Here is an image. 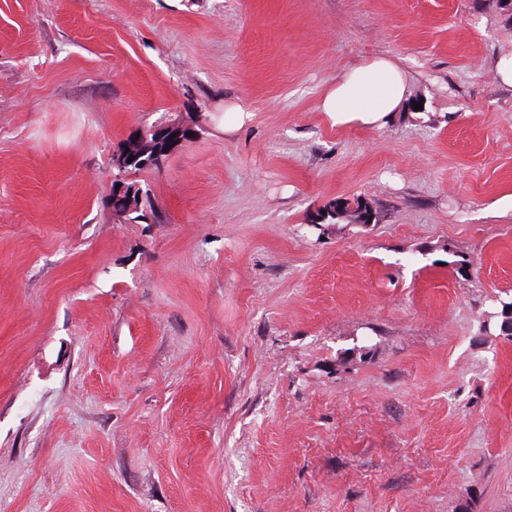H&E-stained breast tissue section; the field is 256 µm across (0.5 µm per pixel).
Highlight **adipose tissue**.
<instances>
[{"label": "adipose tissue", "instance_id": "obj_1", "mask_svg": "<svg viewBox=\"0 0 512 512\" xmlns=\"http://www.w3.org/2000/svg\"><path fill=\"white\" fill-rule=\"evenodd\" d=\"M407 91L401 67L376 57L349 68L323 96L321 109L336 125L382 126L402 104Z\"/></svg>", "mask_w": 512, "mask_h": 512}]
</instances>
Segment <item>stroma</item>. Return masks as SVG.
<instances>
[{"mask_svg": "<svg viewBox=\"0 0 512 512\" xmlns=\"http://www.w3.org/2000/svg\"><path fill=\"white\" fill-rule=\"evenodd\" d=\"M511 53L498 0H0V512H512ZM406 76L387 57L349 68L322 97V112L336 125H384L405 99ZM496 301L500 304V311L488 312L486 318L483 320L482 329L485 334L493 335L492 330H499V334L503 336L512 337V298L510 301H505L503 299H496ZM506 308H510V311H506ZM501 317L502 320L499 323L498 318Z\"/></svg>", "mask_w": 512, "mask_h": 512, "instance_id": "obj_1", "label": "stroma"}]
</instances>
